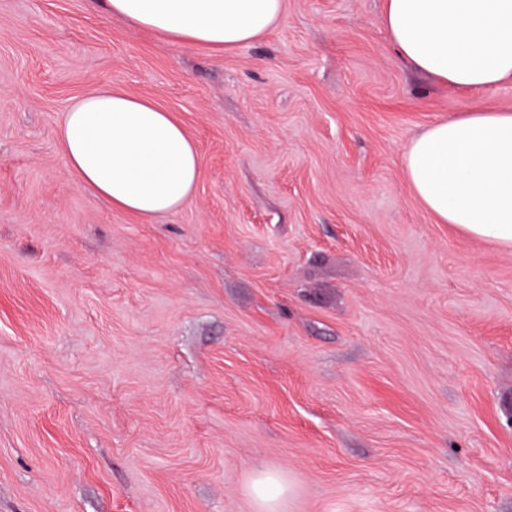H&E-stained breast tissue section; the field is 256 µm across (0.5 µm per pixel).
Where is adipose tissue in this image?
I'll list each match as a JSON object with an SVG mask.
<instances>
[{
	"mask_svg": "<svg viewBox=\"0 0 512 512\" xmlns=\"http://www.w3.org/2000/svg\"><path fill=\"white\" fill-rule=\"evenodd\" d=\"M105 11L170 41L233 49L283 18L285 0H103ZM399 55L441 84L483 90L512 80V0H385ZM58 142L78 180L123 211L179 209L199 174L194 143L171 112L109 89L64 112ZM404 174L441 223L512 250V110L477 109L413 135Z\"/></svg>",
	"mask_w": 512,
	"mask_h": 512,
	"instance_id": "adipose-tissue-1",
	"label": "adipose tissue"
}]
</instances>
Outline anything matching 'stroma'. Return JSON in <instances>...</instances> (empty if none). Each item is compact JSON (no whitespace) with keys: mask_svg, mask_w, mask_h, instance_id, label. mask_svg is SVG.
Here are the masks:
<instances>
[{"mask_svg":"<svg viewBox=\"0 0 512 512\" xmlns=\"http://www.w3.org/2000/svg\"><path fill=\"white\" fill-rule=\"evenodd\" d=\"M384 0H285L233 50L99 0H0V512H512V251L439 223L409 138L512 82L442 85ZM111 88L173 112L199 178L140 218L57 128ZM252 495L260 512H277L279 498L287 487L274 470L262 471L252 485Z\"/></svg>","mask_w":512,"mask_h":512,"instance_id":"1","label":"stroma"}]
</instances>
